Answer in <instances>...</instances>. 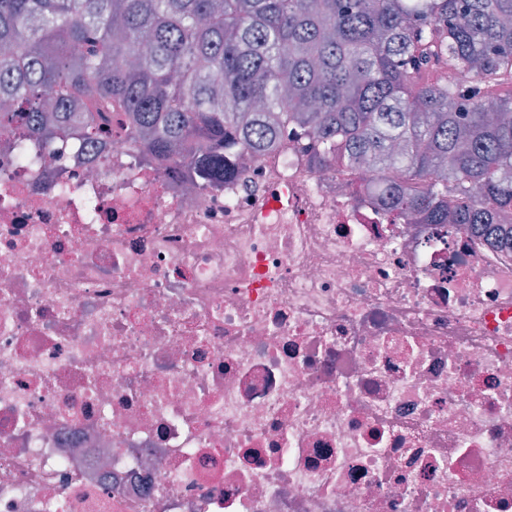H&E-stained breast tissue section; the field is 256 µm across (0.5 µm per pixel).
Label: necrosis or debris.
<instances>
[{
  "mask_svg": "<svg viewBox=\"0 0 512 512\" xmlns=\"http://www.w3.org/2000/svg\"><path fill=\"white\" fill-rule=\"evenodd\" d=\"M0 131V512H512V241L295 137L218 187Z\"/></svg>",
  "mask_w": 512,
  "mask_h": 512,
  "instance_id": "obj_1",
  "label": "necrosis or debris"
}]
</instances>
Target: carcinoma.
I'll return each instance as SVG.
<instances>
[{
    "label": "carcinoma",
    "instance_id": "cac0c4a2",
    "mask_svg": "<svg viewBox=\"0 0 512 512\" xmlns=\"http://www.w3.org/2000/svg\"><path fill=\"white\" fill-rule=\"evenodd\" d=\"M504 86L512 0H0V129L95 137L115 107L133 147L208 187L291 128L419 224L512 227Z\"/></svg>",
    "mask_w": 512,
    "mask_h": 512
}]
</instances>
